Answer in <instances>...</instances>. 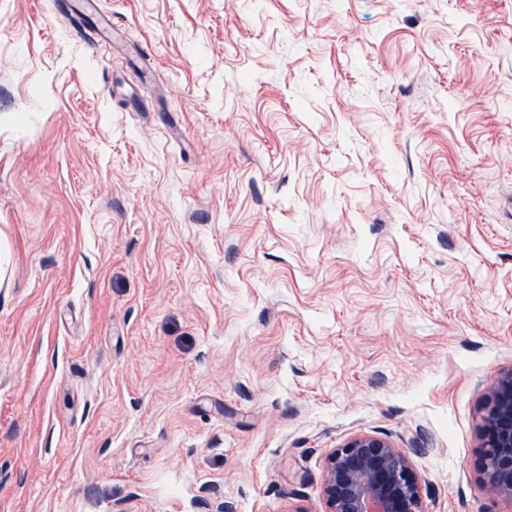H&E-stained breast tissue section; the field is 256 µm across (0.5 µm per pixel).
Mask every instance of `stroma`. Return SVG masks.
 I'll return each mask as SVG.
<instances>
[{"label": "stroma", "instance_id": "1", "mask_svg": "<svg viewBox=\"0 0 512 512\" xmlns=\"http://www.w3.org/2000/svg\"><path fill=\"white\" fill-rule=\"evenodd\" d=\"M0 251V512H512V0H0ZM480 433L482 486L512 501V371L497 377L485 395ZM326 512H428L407 453L386 438L359 434L328 457Z\"/></svg>", "mask_w": 512, "mask_h": 512}]
</instances>
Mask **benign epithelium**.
<instances>
[{
  "instance_id": "7a95c632",
  "label": "benign epithelium",
  "mask_w": 512,
  "mask_h": 512,
  "mask_svg": "<svg viewBox=\"0 0 512 512\" xmlns=\"http://www.w3.org/2000/svg\"><path fill=\"white\" fill-rule=\"evenodd\" d=\"M479 468L489 494L512 501V371L485 395ZM326 512H427L407 453L380 436L351 437L328 457Z\"/></svg>"
}]
</instances>
